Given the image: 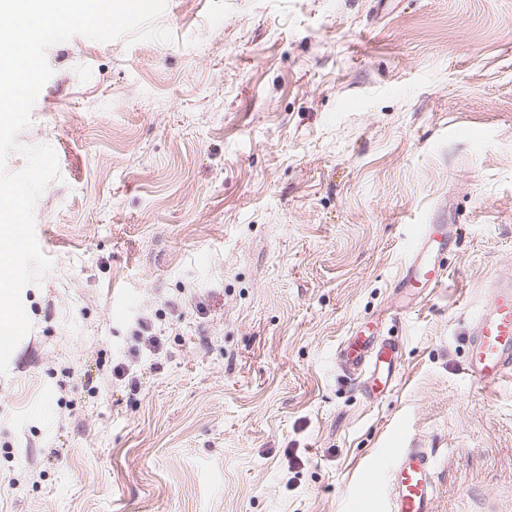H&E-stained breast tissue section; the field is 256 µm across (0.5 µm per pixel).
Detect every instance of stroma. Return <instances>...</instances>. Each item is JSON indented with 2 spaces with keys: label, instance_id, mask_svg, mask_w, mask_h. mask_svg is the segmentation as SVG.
I'll return each instance as SVG.
<instances>
[{
  "label": "stroma",
  "instance_id": "obj_1",
  "mask_svg": "<svg viewBox=\"0 0 512 512\" xmlns=\"http://www.w3.org/2000/svg\"><path fill=\"white\" fill-rule=\"evenodd\" d=\"M154 24L173 42L51 46L17 137L58 175L0 375V512H387L381 454L416 441L435 512H512V379L467 371L512 280V0H167ZM418 224L454 235L417 303L394 283ZM370 320L401 350L376 404L336 364Z\"/></svg>",
  "mask_w": 512,
  "mask_h": 512
}]
</instances>
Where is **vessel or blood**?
Here are the masks:
<instances>
[{
  "mask_svg": "<svg viewBox=\"0 0 512 512\" xmlns=\"http://www.w3.org/2000/svg\"><path fill=\"white\" fill-rule=\"evenodd\" d=\"M450 236L445 224L417 227L410 260L395 286L397 292L420 301L444 284L446 271L434 256L447 248ZM488 294L487 310L472 324L469 348V374L485 388L512 374V281L491 280ZM337 357L342 371L353 379L385 389L396 379L399 347L382 336L353 331ZM389 454L394 463L388 512H433L435 483L426 448L416 443L390 449Z\"/></svg>",
  "mask_w": 512,
  "mask_h": 512,
  "instance_id": "1",
  "label": "vessel or blood"
}]
</instances>
